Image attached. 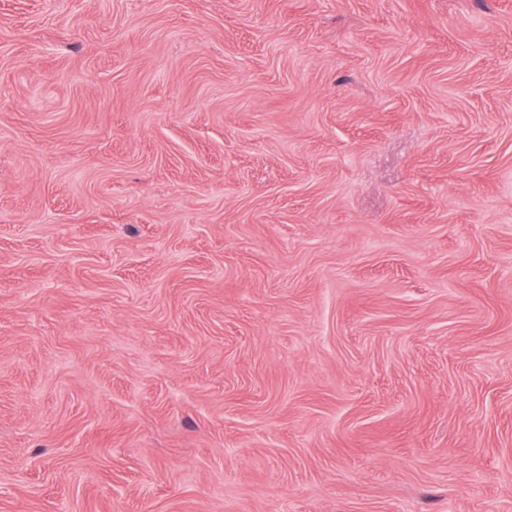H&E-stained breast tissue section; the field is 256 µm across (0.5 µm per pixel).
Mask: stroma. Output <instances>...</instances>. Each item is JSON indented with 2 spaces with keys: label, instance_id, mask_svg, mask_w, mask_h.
Here are the masks:
<instances>
[{
  "label": "stroma",
  "instance_id": "obj_1",
  "mask_svg": "<svg viewBox=\"0 0 512 512\" xmlns=\"http://www.w3.org/2000/svg\"><path fill=\"white\" fill-rule=\"evenodd\" d=\"M0 512H512V0H0Z\"/></svg>",
  "mask_w": 512,
  "mask_h": 512
}]
</instances>
